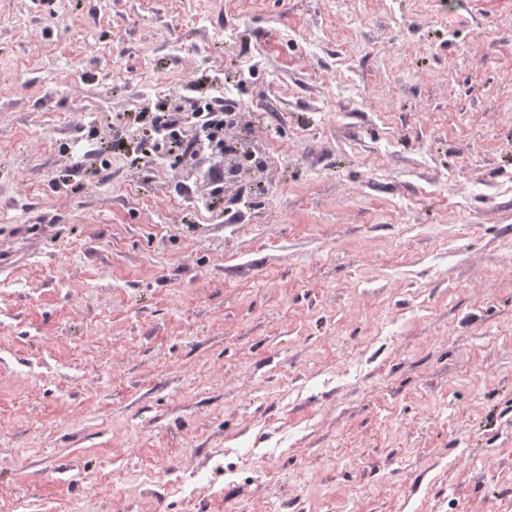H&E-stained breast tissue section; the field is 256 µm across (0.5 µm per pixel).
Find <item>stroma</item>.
<instances>
[{
    "mask_svg": "<svg viewBox=\"0 0 512 512\" xmlns=\"http://www.w3.org/2000/svg\"><path fill=\"white\" fill-rule=\"evenodd\" d=\"M1 252L0 512H512V0H0ZM205 115H201V131L205 140L215 147L224 148V116L216 114L213 107L206 104ZM151 114V115H150ZM141 120L151 131L152 136H158L156 147L172 151L174 148L182 149L183 143L178 136L182 117L173 112H144Z\"/></svg>",
    "mask_w": 512,
    "mask_h": 512,
    "instance_id": "obj_1",
    "label": "stroma"
}]
</instances>
